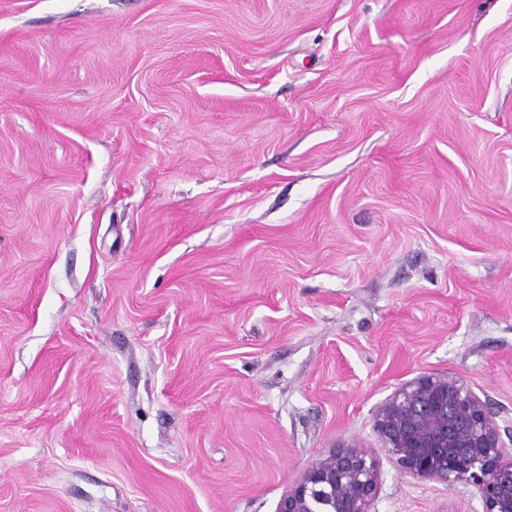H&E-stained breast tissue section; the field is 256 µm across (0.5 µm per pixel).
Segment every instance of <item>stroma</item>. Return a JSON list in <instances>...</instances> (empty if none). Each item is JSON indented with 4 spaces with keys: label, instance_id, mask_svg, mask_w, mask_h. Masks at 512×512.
<instances>
[{
    "label": "stroma",
    "instance_id": "obj_1",
    "mask_svg": "<svg viewBox=\"0 0 512 512\" xmlns=\"http://www.w3.org/2000/svg\"><path fill=\"white\" fill-rule=\"evenodd\" d=\"M512 426V0H0V512H373L421 373ZM379 459L339 445L313 461L281 497L277 512H371L380 488Z\"/></svg>",
    "mask_w": 512,
    "mask_h": 512
}]
</instances>
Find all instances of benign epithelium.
Here are the masks:
<instances>
[{"mask_svg":"<svg viewBox=\"0 0 512 512\" xmlns=\"http://www.w3.org/2000/svg\"><path fill=\"white\" fill-rule=\"evenodd\" d=\"M373 426L402 474L448 489L472 486L483 512H512V431L465 381L423 373L376 408ZM380 479L371 451L340 445L289 486L277 512H371Z\"/></svg>","mask_w":512,"mask_h":512,"instance_id":"7a95c632","label":"benign epithelium"}]
</instances>
